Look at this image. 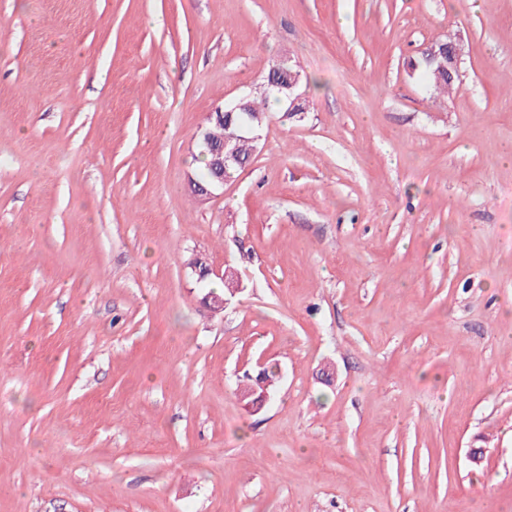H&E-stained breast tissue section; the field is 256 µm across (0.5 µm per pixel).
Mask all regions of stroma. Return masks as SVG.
Returning a JSON list of instances; mask_svg holds the SVG:
<instances>
[{"instance_id": "stroma-1", "label": "stroma", "mask_w": 512, "mask_h": 512, "mask_svg": "<svg viewBox=\"0 0 512 512\" xmlns=\"http://www.w3.org/2000/svg\"><path fill=\"white\" fill-rule=\"evenodd\" d=\"M0 512H512V0H0ZM424 56L429 58H447L448 75L443 71H438L436 66L428 65L421 58L418 62L411 65L412 70L422 72L432 83L435 90L449 89L454 85L455 80L450 81L448 77L453 78L461 76L462 48L459 44L451 41H435L431 43L423 52ZM297 69L298 68L296 64H294L291 59L289 61L288 57H282L274 61L269 66V69L261 84L255 88L251 98L246 100L248 96H244L242 98L235 99L227 105L225 104L222 107L216 108L214 112L210 113L209 120L215 119L217 122L223 120L224 123L209 121L208 125L200 134L198 142L202 164L204 165V176L200 181H196L194 183L195 187L198 185V183L208 185L211 181L212 172L210 169V159L211 167L218 179V182L211 185V188H224V181L227 182L232 180L241 170V168L236 164L243 166L245 164L242 163L241 160L245 162L251 161L254 154L253 144L245 138V135L242 132V122L245 121L247 116L237 111L243 110L245 108L244 101L246 100V112H249L254 117V122L258 123L259 120H261L262 123L265 122L267 118L266 112L268 105H270L271 98L278 103L287 102L284 93H276L269 87L278 91L287 90L288 99L294 98V103L299 101L301 99V94L298 93L297 90V81L298 84L302 85L303 75L302 72H299ZM273 71L276 75L279 76L280 79L288 81V84H283L274 80L269 83V77ZM288 71L296 75L297 81L292 79L293 75L291 73H289L288 78ZM264 105H267V107L264 108ZM224 112L231 115L234 112L235 113L231 117L227 116L224 118V114H226ZM204 134L207 135V138L212 143L222 146L214 147L210 145L208 140L204 141V146ZM224 149L226 151L233 150L241 160L238 159L237 156L232 152H225ZM207 150L211 154V157ZM231 164L234 165L229 166ZM226 167L227 169L224 170Z\"/></svg>"}]
</instances>
